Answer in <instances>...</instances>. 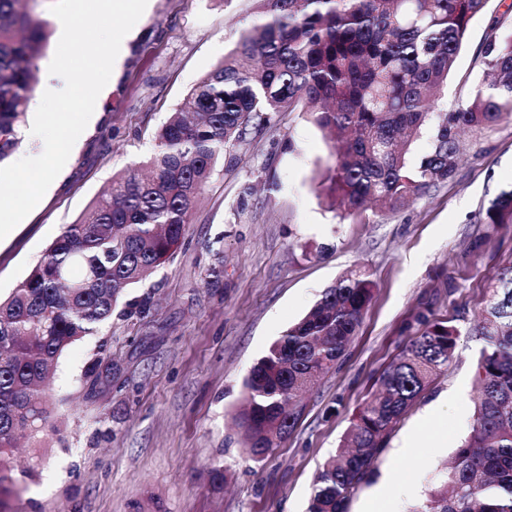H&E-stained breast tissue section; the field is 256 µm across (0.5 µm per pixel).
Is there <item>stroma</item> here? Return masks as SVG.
<instances>
[{
    "mask_svg": "<svg viewBox=\"0 0 512 512\" xmlns=\"http://www.w3.org/2000/svg\"><path fill=\"white\" fill-rule=\"evenodd\" d=\"M500 11L489 0L471 20L435 111L467 101L481 75L477 50ZM257 12L255 0H151L68 165L0 240L1 296L113 176L152 151L170 112ZM461 140L452 178L357 221L329 209L320 192L332 157L312 116L280 113L236 165L217 166L173 259L126 293L128 303L149 298V311L113 316L60 356L46 430L19 439L0 512H306L322 464L421 319L449 321L461 330L453 360L397 423L375 476L348 505L367 512L381 489L394 512H409L471 430L484 347L473 331L490 280L512 263V224L473 220L512 187V120ZM358 268L375 293L343 362L303 395L277 448L252 460L236 424L250 368L325 288ZM420 425L434 447L404 450Z\"/></svg>",
    "mask_w": 512,
    "mask_h": 512,
    "instance_id": "obj_1",
    "label": "stroma"
}]
</instances>
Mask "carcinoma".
<instances>
[{"instance_id": "carcinoma-1", "label": "carcinoma", "mask_w": 512, "mask_h": 512, "mask_svg": "<svg viewBox=\"0 0 512 512\" xmlns=\"http://www.w3.org/2000/svg\"><path fill=\"white\" fill-rule=\"evenodd\" d=\"M0 0V163L21 143L47 23ZM264 21L183 99L156 132L155 150L112 180L81 219L66 225L26 280L0 299V495L18 434L46 424L50 371L76 340L112 319L125 290L171 260L216 166L274 128L280 112L305 110L332 139L321 188L350 216L394 209L448 180L467 129L512 118V26L496 16L477 59L482 79L467 103L435 113L470 21L488 0H255ZM429 129L420 163L413 136ZM512 224V190L475 216ZM475 335L478 402L469 437L411 512H512V265L493 277ZM374 294L364 271L337 279L252 366L239 414L246 454L264 458L297 420L300 396L335 369ZM380 378L381 391L352 417L345 448L319 472L308 512H347L374 473L396 424L448 367L461 331L424 321Z\"/></svg>"}]
</instances>
